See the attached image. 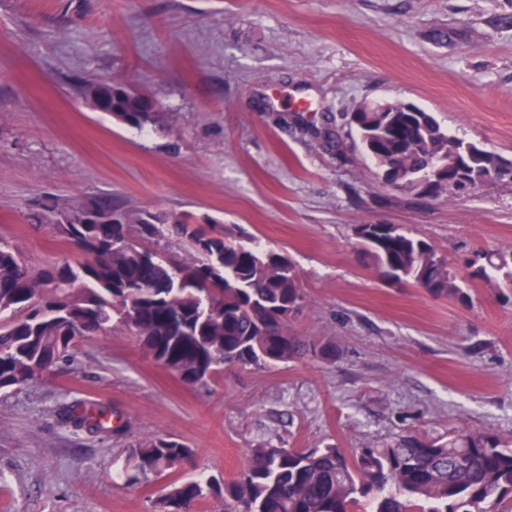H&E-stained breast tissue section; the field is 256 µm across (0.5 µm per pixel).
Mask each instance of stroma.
Listing matches in <instances>:
<instances>
[{"instance_id":"1","label":"stroma","mask_w":512,"mask_h":512,"mask_svg":"<svg viewBox=\"0 0 512 512\" xmlns=\"http://www.w3.org/2000/svg\"><path fill=\"white\" fill-rule=\"evenodd\" d=\"M504 14L512 0H0V242L37 267L73 258L30 216L90 197L214 218L290 260L305 297L294 331L336 349L190 386L121 324L85 337L44 379L0 393V512H160L164 485L232 480L261 444L451 429L512 441V303L384 280L354 236L365 220L398 224L462 266L512 247V183L415 198L374 177L347 125L362 103L410 102L512 158ZM89 79L126 83L167 123L139 131L94 110ZM155 436L196 454L128 481V447Z\"/></svg>"}]
</instances>
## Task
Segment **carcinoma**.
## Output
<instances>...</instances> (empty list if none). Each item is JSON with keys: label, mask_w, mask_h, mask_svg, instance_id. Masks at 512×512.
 I'll list each match as a JSON object with an SVG mask.
<instances>
[{"label": "carcinoma", "mask_w": 512, "mask_h": 512, "mask_svg": "<svg viewBox=\"0 0 512 512\" xmlns=\"http://www.w3.org/2000/svg\"><path fill=\"white\" fill-rule=\"evenodd\" d=\"M80 94L95 109L144 129L165 115L117 80H89ZM397 101L377 119L354 118L364 157L382 183L419 197L462 200L472 184L496 183L512 159L448 134L430 112H408ZM31 219L73 244L78 256L46 267L26 262L0 242V391L29 385L64 361L76 329L135 332L145 354L205 383L226 366L273 368L308 354L329 358L327 345L297 334L290 317L303 301L299 275L284 256L233 239L216 224H194L187 213L129 211L90 198L53 205ZM174 224L191 248L182 260L160 246ZM357 238L383 277L412 283L433 297L471 300L475 281L501 287L512 270V249L478 251L461 274L433 243L396 224L363 222ZM194 454L183 442L155 437L127 456L138 480L178 466ZM160 499L163 512H188L206 498L210 482L182 480ZM231 512H512V442L483 432L446 438L399 435L348 453L249 449L243 474L224 486Z\"/></svg>", "instance_id": "1"}]
</instances>
